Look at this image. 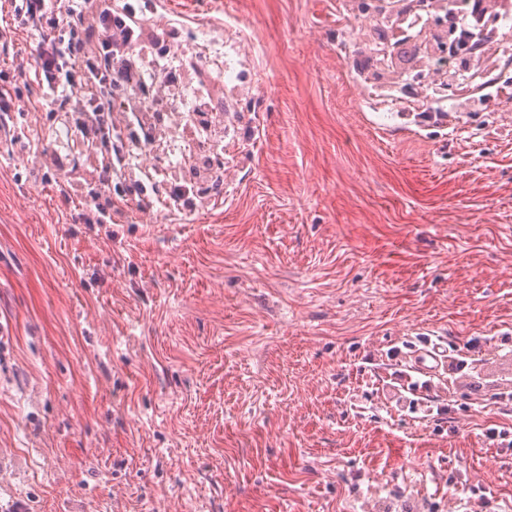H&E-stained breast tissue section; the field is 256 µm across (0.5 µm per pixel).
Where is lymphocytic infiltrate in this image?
Wrapping results in <instances>:
<instances>
[{
	"instance_id": "f902f5d3",
	"label": "lymphocytic infiltrate",
	"mask_w": 512,
	"mask_h": 512,
	"mask_svg": "<svg viewBox=\"0 0 512 512\" xmlns=\"http://www.w3.org/2000/svg\"><path fill=\"white\" fill-rule=\"evenodd\" d=\"M18 29L35 31L40 40L31 55V71L6 78L0 71V135L10 132L17 112L32 107L43 112L70 111L71 135L94 145L106 159L99 174L102 195L89 197L80 215L85 224H108L112 214L129 203L145 202L162 184L164 174L145 165L147 183L130 189L126 172L150 148L131 145L126 130L137 118L135 100L145 99L154 111L169 103L158 87L157 68L178 64L195 68L189 54L172 57L168 36L150 34L130 0H5ZM150 54L145 70L133 67L136 51ZM84 92L72 102L68 89Z\"/></svg>"
}]
</instances>
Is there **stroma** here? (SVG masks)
Segmentation results:
<instances>
[{
    "mask_svg": "<svg viewBox=\"0 0 512 512\" xmlns=\"http://www.w3.org/2000/svg\"><path fill=\"white\" fill-rule=\"evenodd\" d=\"M236 88L224 194L78 224L64 119L0 141V512H512V102L386 84L355 0H148ZM491 352L411 372L424 338ZM428 382L432 412L400 403ZM448 414H439V407Z\"/></svg>",
    "mask_w": 512,
    "mask_h": 512,
    "instance_id": "obj_1",
    "label": "stroma"
}]
</instances>
